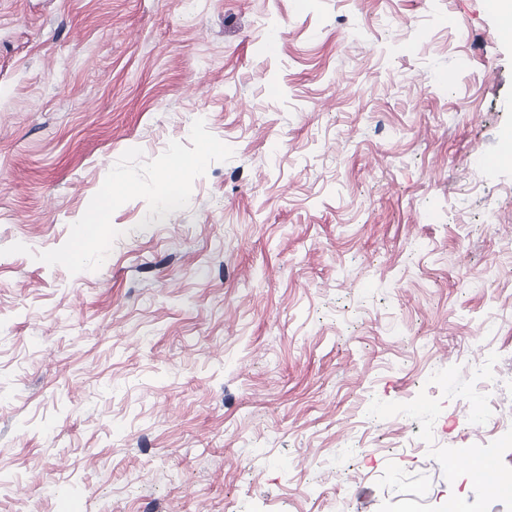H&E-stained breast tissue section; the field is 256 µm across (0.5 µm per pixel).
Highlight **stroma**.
<instances>
[{
    "label": "stroma",
    "mask_w": 512,
    "mask_h": 512,
    "mask_svg": "<svg viewBox=\"0 0 512 512\" xmlns=\"http://www.w3.org/2000/svg\"><path fill=\"white\" fill-rule=\"evenodd\" d=\"M199 118L186 208L36 260ZM511 141L487 0H0V512H512Z\"/></svg>",
    "instance_id": "1"
}]
</instances>
